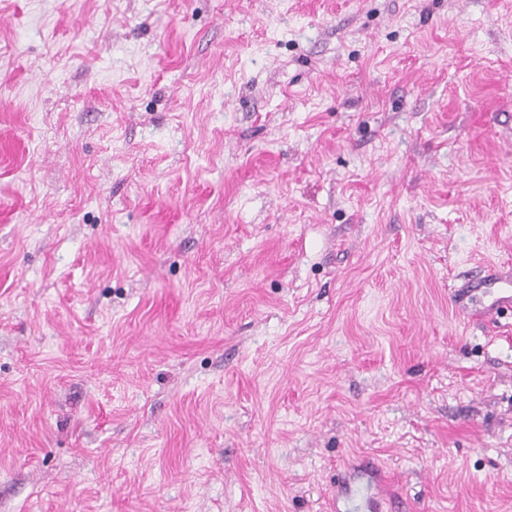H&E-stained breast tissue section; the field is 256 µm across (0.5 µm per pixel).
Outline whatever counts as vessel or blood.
<instances>
[{
	"instance_id": "b4317fda",
	"label": "vessel or blood",
	"mask_w": 512,
	"mask_h": 512,
	"mask_svg": "<svg viewBox=\"0 0 512 512\" xmlns=\"http://www.w3.org/2000/svg\"><path fill=\"white\" fill-rule=\"evenodd\" d=\"M453 306L464 320L483 318L497 321L503 312H512V272L478 265L452 294ZM337 498L356 502L359 512H384L390 500L381 490L370 462H362L356 472H348L336 486Z\"/></svg>"
}]
</instances>
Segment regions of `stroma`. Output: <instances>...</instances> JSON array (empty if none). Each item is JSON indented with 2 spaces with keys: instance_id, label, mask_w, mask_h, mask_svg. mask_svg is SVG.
<instances>
[{
  "instance_id": "stroma-1",
  "label": "stroma",
  "mask_w": 512,
  "mask_h": 512,
  "mask_svg": "<svg viewBox=\"0 0 512 512\" xmlns=\"http://www.w3.org/2000/svg\"><path fill=\"white\" fill-rule=\"evenodd\" d=\"M512 0H0V512H512ZM452 302L463 320L482 317L497 321L505 310L512 314V272L478 265L452 290ZM358 476L366 478L367 482L362 494L359 496L360 500L356 505L357 510L362 512H384V505L388 506L387 510L390 511L400 510L395 502L384 496L377 475L369 461L362 462L357 466V470L353 472L346 471L345 475L338 481L336 498L346 500L345 507L350 501L354 500L352 486Z\"/></svg>"
}]
</instances>
